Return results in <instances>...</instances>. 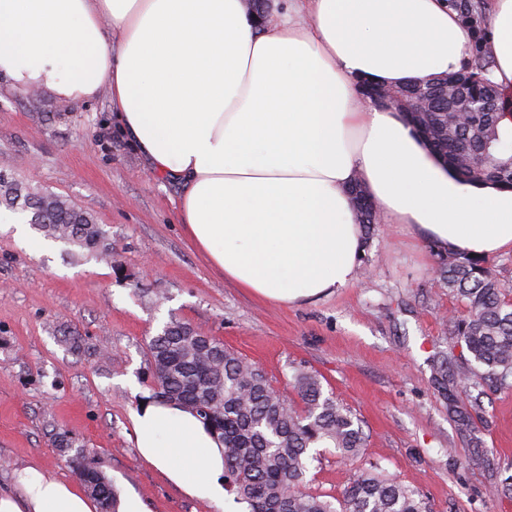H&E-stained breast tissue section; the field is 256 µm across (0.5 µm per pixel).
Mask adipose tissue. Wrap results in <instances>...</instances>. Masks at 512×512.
Here are the masks:
<instances>
[{"mask_svg":"<svg viewBox=\"0 0 512 512\" xmlns=\"http://www.w3.org/2000/svg\"><path fill=\"white\" fill-rule=\"evenodd\" d=\"M474 33L448 0H0V77L81 103L108 89L123 136L179 186L177 218L225 279L281 305L347 287L364 250L363 185L387 223L434 246L512 249V189L453 178L363 82L460 71ZM512 91V0L482 41ZM142 457L191 496L223 500L222 444L195 414H131ZM0 512H95L75 484L28 467Z\"/></svg>","mask_w":512,"mask_h":512,"instance_id":"1","label":"adipose tissue"}]
</instances>
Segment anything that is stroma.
<instances>
[{
  "instance_id": "stroma-1",
  "label": "stroma",
  "mask_w": 512,
  "mask_h": 512,
  "mask_svg": "<svg viewBox=\"0 0 512 512\" xmlns=\"http://www.w3.org/2000/svg\"><path fill=\"white\" fill-rule=\"evenodd\" d=\"M106 94L88 103L32 95L0 78V167L92 211L112 239L110 265L67 255L25 214L0 211V490L35 467L75 476L50 437L93 452L119 495L149 512H234L189 497L145 461L131 412L151 389L147 341L173 319L223 341L282 389L292 367L317 372L362 422L359 463L321 449L310 492L341 498L357 465L419 493L431 512H512V390L487 391L472 447L433 387L432 357L452 340L460 302L437 278L449 253L405 224L364 238L355 282L312 303L276 306L225 281L177 222L179 189L151 175L118 135Z\"/></svg>"
}]
</instances>
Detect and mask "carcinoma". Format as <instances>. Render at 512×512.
<instances>
[{"mask_svg": "<svg viewBox=\"0 0 512 512\" xmlns=\"http://www.w3.org/2000/svg\"><path fill=\"white\" fill-rule=\"evenodd\" d=\"M478 61L458 74L465 90L486 94L497 90ZM435 111L423 117L432 139L431 151L456 177L468 182L492 178L512 187V151L500 130L503 111L512 98L498 93L496 112H474L460 124L443 130L448 102L439 99ZM21 206L31 212L30 224L43 237L62 243L83 258H112V242L88 210L63 195L34 188L0 170V207ZM360 227L372 230L376 212L354 204ZM448 294L460 301L465 314L448 318V334L464 344L472 363L456 361L453 349L439 351L435 386L448 402V414L477 447L473 412L489 381L512 389V299L482 257L460 254L437 270ZM149 375L152 399L175 402L195 413L224 443V490L234 495L240 512H429L419 493L378 473L370 465L356 472L342 493V508L322 495L307 491L313 449L334 448L343 458H361L367 446L360 420L325 391L318 375L292 367V400L272 386L266 373L219 339L189 324L172 320L150 337ZM52 443L67 457L79 482L100 507L116 512L112 481L66 430L55 432Z\"/></svg>", "mask_w": 512, "mask_h": 512, "instance_id": "obj_1", "label": "carcinoma"}]
</instances>
